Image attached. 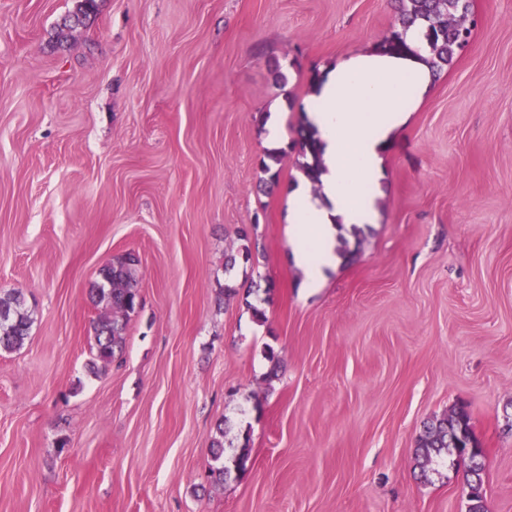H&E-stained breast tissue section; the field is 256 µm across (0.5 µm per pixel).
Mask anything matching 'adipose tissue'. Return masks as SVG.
<instances>
[{"mask_svg": "<svg viewBox=\"0 0 512 512\" xmlns=\"http://www.w3.org/2000/svg\"><path fill=\"white\" fill-rule=\"evenodd\" d=\"M406 40L410 56L366 49L339 61L309 106L322 144L321 193L298 186L288 197L286 243L308 291L324 287L337 266L339 225L373 224L384 177L383 151L395 130L409 120L427 92L432 74L416 57L419 29Z\"/></svg>", "mask_w": 512, "mask_h": 512, "instance_id": "ef3b65f1", "label": "adipose tissue"}]
</instances>
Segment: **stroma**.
Returning a JSON list of instances; mask_svg holds the SVG:
<instances>
[{"label": "stroma", "instance_id": "stroma-1", "mask_svg": "<svg viewBox=\"0 0 512 512\" xmlns=\"http://www.w3.org/2000/svg\"><path fill=\"white\" fill-rule=\"evenodd\" d=\"M75 5L0 0V289L34 317L0 354V512H468L456 455H414L460 410L486 512H512V0H471L378 223L341 229L314 293L285 238L296 153L258 188L264 125L297 139L314 72L382 43L394 0H98L58 41ZM126 252L142 309L95 375L88 290ZM227 283L249 299L217 304ZM219 424L250 457L214 487ZM461 432L471 437L470 418L465 413H455L450 418H436L423 423L415 448L421 475H427L426 468L443 449L457 448Z\"/></svg>", "mask_w": 512, "mask_h": 512}]
</instances>
